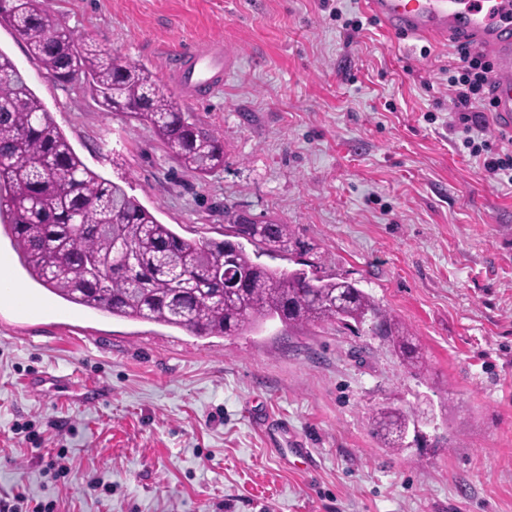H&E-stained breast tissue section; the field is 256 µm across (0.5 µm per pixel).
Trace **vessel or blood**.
<instances>
[{"label":"vessel or blood","mask_w":512,"mask_h":512,"mask_svg":"<svg viewBox=\"0 0 512 512\" xmlns=\"http://www.w3.org/2000/svg\"><path fill=\"white\" fill-rule=\"evenodd\" d=\"M366 5L392 34L468 42L493 57L496 122L512 128V0H366ZM235 63L227 47L207 44L172 58L166 81L184 93L214 89Z\"/></svg>","instance_id":"obj_1"}]
</instances>
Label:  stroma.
Here are the masks:
<instances>
[{
	"instance_id": "obj_1",
	"label": "stroma",
	"mask_w": 512,
	"mask_h": 512,
	"mask_svg": "<svg viewBox=\"0 0 512 512\" xmlns=\"http://www.w3.org/2000/svg\"><path fill=\"white\" fill-rule=\"evenodd\" d=\"M75 38L163 76L217 39L239 56L209 100L165 86L224 138L198 177L151 126L26 74L75 151L188 238L224 210L291 225L322 275L358 282L414 336L411 374L369 329L267 322L198 337L68 303L0 306V498L52 512H512V182L461 150L452 43L396 36L363 0H45ZM360 19L353 31L346 21ZM102 397L83 398L87 389ZM424 411L386 448L375 409Z\"/></svg>"
}]
</instances>
